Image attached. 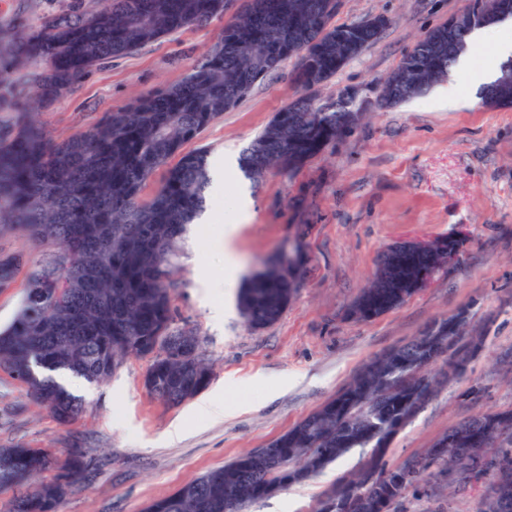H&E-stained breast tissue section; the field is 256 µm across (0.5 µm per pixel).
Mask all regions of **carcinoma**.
<instances>
[{"label": "carcinoma", "mask_w": 512, "mask_h": 512, "mask_svg": "<svg viewBox=\"0 0 512 512\" xmlns=\"http://www.w3.org/2000/svg\"><path fill=\"white\" fill-rule=\"evenodd\" d=\"M496 16L479 18L450 33L430 30L406 53L380 88V107L417 96L448 76L470 33L512 18V0ZM339 0H245L224 26L219 46L181 83L108 112L67 140L44 136L25 119L0 128V229L8 227L57 247L32 278L23 307L0 332V370L25 384L32 399L68 427L82 399L51 373L65 371L100 383L130 357L149 358L146 390L170 406L194 397L210 380L198 337L174 323L173 294L179 244L203 211L210 183L206 156L183 147L234 108L251 88L288 59L299 57L294 81L301 95L276 113L243 150L240 170L258 180L276 169L294 175L348 131L356 99L340 94L320 102L312 91L378 39L373 27L333 23ZM227 0H102L100 9L44 22L35 42L19 49L40 57L47 99L74 88L86 72L132 54L172 32L224 15ZM496 106H512V83L500 80L483 93ZM179 156L171 166L170 160ZM166 175L148 200L142 193L156 171ZM419 252L408 243L380 256L370 286L352 305L359 320L398 307L417 291L421 274L447 268V250ZM24 264L21 255L0 257V288ZM301 275L273 265L241 288L238 305L252 328L275 323L299 288ZM424 334L372 357L330 400L266 447L247 452L222 469L206 472L145 512H244L252 502L309 481L355 448L370 449L363 468L339 479L317 512H403L407 493L422 496L448 465L474 467L475 482L499 478L498 491L512 512V409L480 414L448 429L426 452L417 485L384 478L391 428L411 422L424 408L425 384L435 382ZM89 467L78 445L64 464L43 448H0V487L17 486L56 470L15 499L14 512H56L74 481ZM382 477L367 499L354 487Z\"/></svg>", "instance_id": "carcinoma-1"}]
</instances>
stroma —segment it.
<instances>
[{
  "instance_id": "stroma-1",
  "label": "stroma",
  "mask_w": 512,
  "mask_h": 512,
  "mask_svg": "<svg viewBox=\"0 0 512 512\" xmlns=\"http://www.w3.org/2000/svg\"><path fill=\"white\" fill-rule=\"evenodd\" d=\"M468 0H340L335 24L375 15L389 19L380 38L316 90L324 102L347 87L375 99L381 83L431 28L462 12ZM99 0H0V74L36 87L39 57L18 56L15 39L34 35L69 8L93 10ZM224 16L158 39L139 51L94 67L62 97L30 101L36 123L61 141L101 116L184 79L220 42ZM296 59L256 83L233 109L196 139L209 167L239 158L243 149L299 93ZM234 172L208 187L212 224L192 225L182 245L175 323L196 333L212 367L210 383L194 398L169 406L144 387L149 359L126 360L103 383L71 374L56 379L83 400L71 428L31 403L24 384L0 372V446L49 450L65 459L72 437L91 458L89 473L57 512H143L200 475L266 447L333 398L370 358L417 336L432 321L470 310L484 326L481 354L467 377L448 381L394 439L390 464L423 453L449 428L474 416L512 408V372L500 362L512 352V107L476 99L448 104V85L397 106L367 109L335 145L309 160L295 178L277 171L248 181L238 194ZM240 225L241 275L261 267L282 245L301 243L308 255L302 282L275 323L248 327L238 309L215 315L224 303L223 229ZM454 240L456 262L398 307L357 320L351 307L370 285L379 254L409 240ZM10 231L0 232V256L23 255L11 288L0 290V328L17 316L32 275L54 254ZM223 398V415L200 412ZM367 457L353 449L313 481L260 499L245 512H316L321 495L359 470Z\"/></svg>"
}]
</instances>
